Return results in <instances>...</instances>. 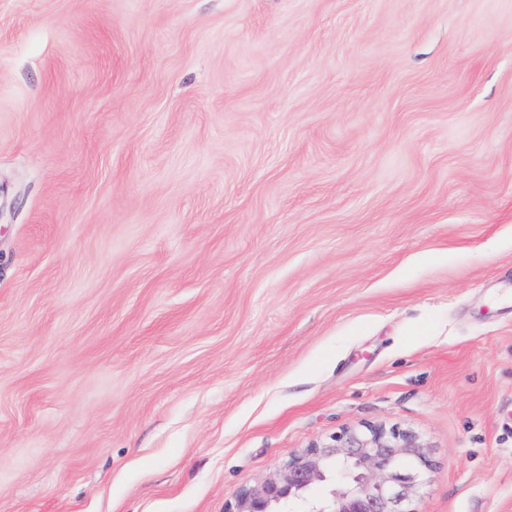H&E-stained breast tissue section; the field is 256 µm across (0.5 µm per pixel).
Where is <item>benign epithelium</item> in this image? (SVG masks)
<instances>
[{"label":"benign epithelium","instance_id":"7a95c632","mask_svg":"<svg viewBox=\"0 0 512 512\" xmlns=\"http://www.w3.org/2000/svg\"><path fill=\"white\" fill-rule=\"evenodd\" d=\"M428 467L426 446L411 431L344 430L242 490L226 512H277L316 491L322 496L309 512H416L410 505Z\"/></svg>","mask_w":512,"mask_h":512}]
</instances>
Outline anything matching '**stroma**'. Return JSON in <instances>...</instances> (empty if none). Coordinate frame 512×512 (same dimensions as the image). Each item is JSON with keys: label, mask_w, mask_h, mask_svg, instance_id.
<instances>
[{"label": "stroma", "mask_w": 512, "mask_h": 512, "mask_svg": "<svg viewBox=\"0 0 512 512\" xmlns=\"http://www.w3.org/2000/svg\"><path fill=\"white\" fill-rule=\"evenodd\" d=\"M366 424L512 512V0H0V512Z\"/></svg>", "instance_id": "stroma-1"}]
</instances>
